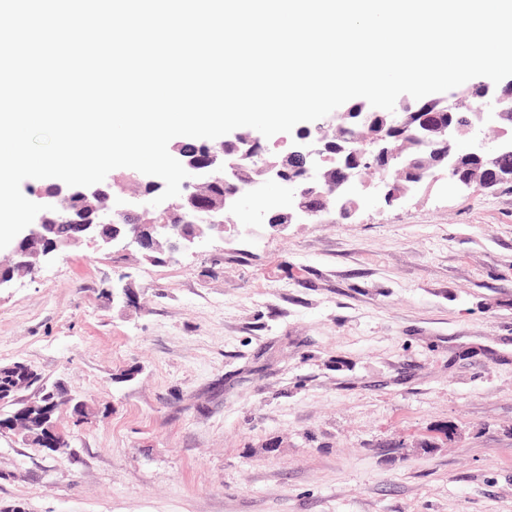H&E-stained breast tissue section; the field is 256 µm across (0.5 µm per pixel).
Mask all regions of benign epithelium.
Segmentation results:
<instances>
[{
    "instance_id": "benign-epithelium-1",
    "label": "benign epithelium",
    "mask_w": 512,
    "mask_h": 512,
    "mask_svg": "<svg viewBox=\"0 0 512 512\" xmlns=\"http://www.w3.org/2000/svg\"><path fill=\"white\" fill-rule=\"evenodd\" d=\"M469 93L480 99L479 111L475 119L462 128L446 120L426 122L421 120L410 124L398 112L383 115V130L377 137L365 140L354 138L348 142L346 155L334 156L328 149L332 124L318 122L304 132H296L288 139H279L276 145L286 148L285 157L280 162H270L262 156L258 145L260 138L247 128H240L222 139L209 141L210 147L204 159L198 161L185 156L180 147H174V158L190 174L184 182V192L163 204L154 207L160 213L177 212L189 219L195 231L191 234L178 230L173 224L141 222L126 224L127 216L146 213L142 200L146 195L129 193L122 207L109 209L104 201L116 193H125L118 180L103 181L90 187L61 186L55 191L37 190L33 192L37 203L51 205L53 209L40 212L32 224L18 234L12 247L10 265L0 268V291L8 289L14 280L35 270L37 265L56 256L62 249L92 239L104 249L131 246L143 252H154L152 260H161V255H174L188 250L199 242L211 237L214 230L224 231L220 216L233 212L250 200L253 190L261 184H278L288 187V210L281 212L283 224L298 220L315 221L320 219L329 206H334L336 214L347 219L359 208L358 185L362 183V171L370 170L377 176L376 192L384 202L393 205L424 182L436 181L445 177L452 185L463 188L476 183L473 178L458 173V161L463 155H474L483 160L485 169L484 186L497 181L512 182V173L497 170L498 159L512 153V79L494 84L489 79L478 81ZM375 112L359 103L358 111L347 108L338 118L341 125L351 128H367L371 125ZM490 124L497 128L498 137L488 140L483 134V126ZM408 127L415 140L429 143L438 156L437 169L428 177H419L411 186L399 183V173L412 169L417 160L407 154L392 152L387 147L386 134L396 128ZM467 142V148L460 150L459 141ZM215 180L233 187L224 195L220 204L203 210L198 206L200 190ZM79 194L89 204L92 217L85 221H74L70 217L69 201ZM56 224H71L70 237L59 242L52 237ZM11 373L14 385L6 392L0 390V402L12 396L20 400L19 392L27 389L32 378L23 365L0 367V375Z\"/></svg>"
}]
</instances>
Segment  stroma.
Instances as JSON below:
<instances>
[{
    "label": "stroma",
    "instance_id": "stroma-1",
    "mask_svg": "<svg viewBox=\"0 0 512 512\" xmlns=\"http://www.w3.org/2000/svg\"><path fill=\"white\" fill-rule=\"evenodd\" d=\"M360 196L0 292V366L88 409L56 452L0 432V512H512V184Z\"/></svg>",
    "mask_w": 512,
    "mask_h": 512
}]
</instances>
